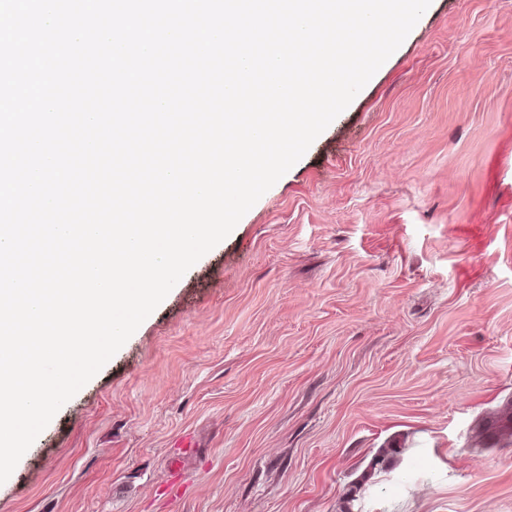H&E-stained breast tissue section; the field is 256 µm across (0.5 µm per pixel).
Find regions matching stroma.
I'll list each match as a JSON object with an SVG mask.
<instances>
[{
	"label": "stroma",
	"instance_id": "35a3bbf8",
	"mask_svg": "<svg viewBox=\"0 0 512 512\" xmlns=\"http://www.w3.org/2000/svg\"><path fill=\"white\" fill-rule=\"evenodd\" d=\"M509 411L512 0H432L57 412L0 512H512V436L474 441Z\"/></svg>",
	"mask_w": 512,
	"mask_h": 512
}]
</instances>
